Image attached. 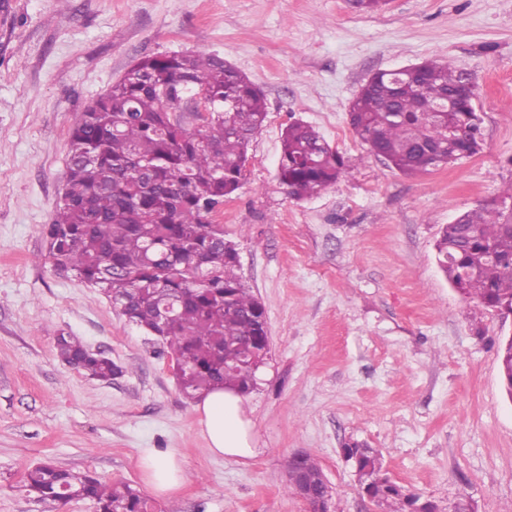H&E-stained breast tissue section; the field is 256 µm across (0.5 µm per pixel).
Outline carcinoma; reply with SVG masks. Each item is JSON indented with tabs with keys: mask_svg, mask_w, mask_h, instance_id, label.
<instances>
[{
	"mask_svg": "<svg viewBox=\"0 0 512 512\" xmlns=\"http://www.w3.org/2000/svg\"><path fill=\"white\" fill-rule=\"evenodd\" d=\"M463 74L439 59L414 75L382 73L350 106V125L373 155L403 174L427 172L482 150L473 100L458 94ZM201 94L207 111L186 121L182 101ZM453 96L450 112L429 108ZM264 94L224 59L201 52L149 56L76 119L69 132L61 200L47 227L49 258L98 288L121 315L156 330L184 359L180 391L188 399L224 387L251 390L266 335L264 308L236 273L234 249L211 231L212 213L241 187L248 146L267 119ZM461 132L448 143V129ZM210 148H202L200 139ZM348 173L346 160L311 125L294 121L282 135L280 183L296 199L310 197ZM437 264L465 295L489 309L512 303V194L484 200L442 229ZM202 265H197L195 258ZM64 363L100 381L122 369L77 336H56ZM317 482L312 455L290 456ZM24 490L39 502L62 489L95 502L99 512H148L139 491L106 484L89 471L52 462L27 470ZM414 495L379 489L381 512H408Z\"/></svg>",
	"mask_w": 512,
	"mask_h": 512,
	"instance_id": "carcinoma-1",
	"label": "carcinoma"
}]
</instances>
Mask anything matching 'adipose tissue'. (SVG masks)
<instances>
[{
    "label": "adipose tissue",
    "instance_id": "adipose-tissue-1",
    "mask_svg": "<svg viewBox=\"0 0 512 512\" xmlns=\"http://www.w3.org/2000/svg\"><path fill=\"white\" fill-rule=\"evenodd\" d=\"M197 412L211 454L230 459L255 455L251 422L246 415L242 396L235 389L211 392L198 404ZM146 469L151 486L161 495L170 494L183 479L182 462L171 452L151 457Z\"/></svg>",
    "mask_w": 512,
    "mask_h": 512
}]
</instances>
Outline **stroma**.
Masks as SVG:
<instances>
[{"label": "stroma", "instance_id": "35a3bbf8", "mask_svg": "<svg viewBox=\"0 0 512 512\" xmlns=\"http://www.w3.org/2000/svg\"><path fill=\"white\" fill-rule=\"evenodd\" d=\"M215 54L264 93L246 178L220 210L270 352L244 395L257 456L210 454L170 356L95 288L57 270L42 233L62 195L75 118L141 58ZM441 58L476 82L483 148L404 175L370 155L348 107L379 70ZM312 125L349 161L297 200L278 180L281 134ZM512 191V0H0V512H52L22 491L49 460L140 490L153 512H307L285 457L314 456L331 512H379L344 446L438 512H512V400L498 347L512 336L436 262L441 229ZM122 367L92 379L57 356L58 331ZM176 452L184 482L147 484L142 458Z\"/></svg>", "mask_w": 512, "mask_h": 512}]
</instances>
